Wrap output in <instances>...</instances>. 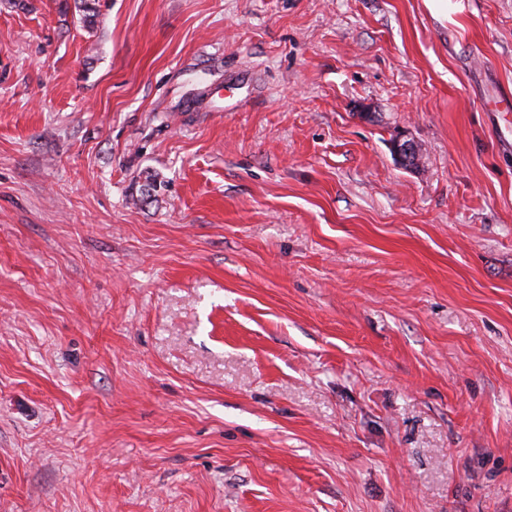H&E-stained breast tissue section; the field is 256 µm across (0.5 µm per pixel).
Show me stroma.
Returning a JSON list of instances; mask_svg holds the SVG:
<instances>
[{"label":"stroma","instance_id":"stroma-1","mask_svg":"<svg viewBox=\"0 0 512 512\" xmlns=\"http://www.w3.org/2000/svg\"><path fill=\"white\" fill-rule=\"evenodd\" d=\"M511 93L512 0H0V512H512Z\"/></svg>","mask_w":512,"mask_h":512}]
</instances>
